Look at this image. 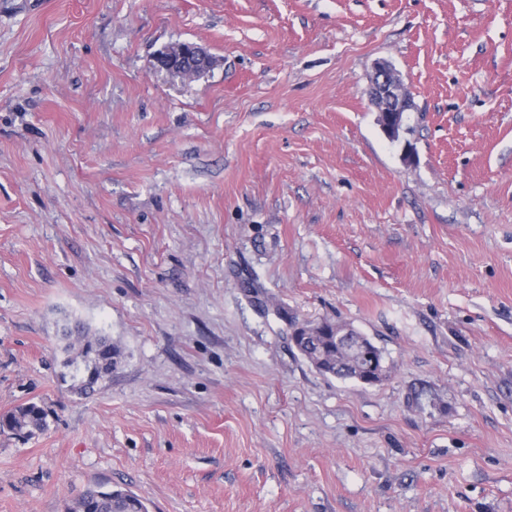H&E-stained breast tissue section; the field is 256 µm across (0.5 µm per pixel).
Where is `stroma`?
<instances>
[{
	"label": "stroma",
	"instance_id": "1",
	"mask_svg": "<svg viewBox=\"0 0 512 512\" xmlns=\"http://www.w3.org/2000/svg\"><path fill=\"white\" fill-rule=\"evenodd\" d=\"M324 321L386 378L316 371L290 326ZM78 322L120 350L86 394ZM28 403L0 512H512V0H0V415ZM210 61L206 50L195 43H181L160 56V64L169 71L184 76L193 77L205 72ZM188 65L196 68V73H185ZM368 93L379 112L378 121L384 134L389 139H398L411 97L390 64L376 63ZM47 428L46 412L37 404L30 403L0 416V430L14 435L33 437ZM149 512L138 495L123 490L86 489L80 492L68 512Z\"/></svg>",
	"mask_w": 512,
	"mask_h": 512
}]
</instances>
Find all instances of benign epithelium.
I'll return each instance as SVG.
<instances>
[{"instance_id":"obj_1","label":"benign epithelium","mask_w":512,"mask_h":512,"mask_svg":"<svg viewBox=\"0 0 512 512\" xmlns=\"http://www.w3.org/2000/svg\"><path fill=\"white\" fill-rule=\"evenodd\" d=\"M209 54L195 43H181L166 51L160 56V64L169 71L187 76L185 70L192 66L196 74L208 69ZM371 102L379 112V123L384 134L391 140L399 137L402 129L404 112L410 107V94L395 72L386 62H378L374 67V74L369 87ZM369 360L359 382L367 385L379 383L380 371L373 354L366 355Z\"/></svg>"}]
</instances>
